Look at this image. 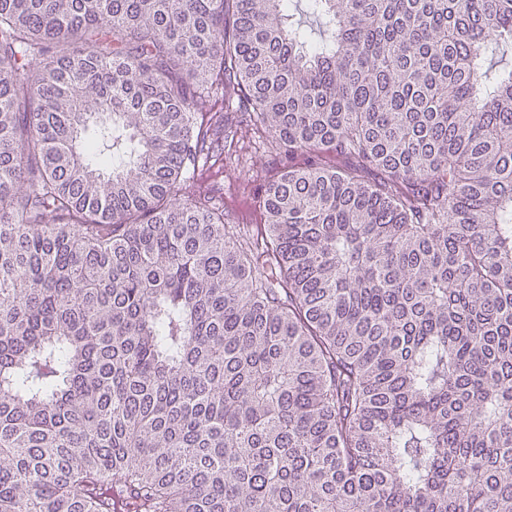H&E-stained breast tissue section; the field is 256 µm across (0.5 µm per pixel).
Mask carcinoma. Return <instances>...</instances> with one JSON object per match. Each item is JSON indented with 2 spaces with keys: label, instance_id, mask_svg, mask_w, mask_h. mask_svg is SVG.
Masks as SVG:
<instances>
[{
  "label": "carcinoma",
  "instance_id": "obj_1",
  "mask_svg": "<svg viewBox=\"0 0 512 512\" xmlns=\"http://www.w3.org/2000/svg\"><path fill=\"white\" fill-rule=\"evenodd\" d=\"M509 55L512 0H0V512H512ZM215 88L291 161L252 244Z\"/></svg>",
  "mask_w": 512,
  "mask_h": 512
}]
</instances>
